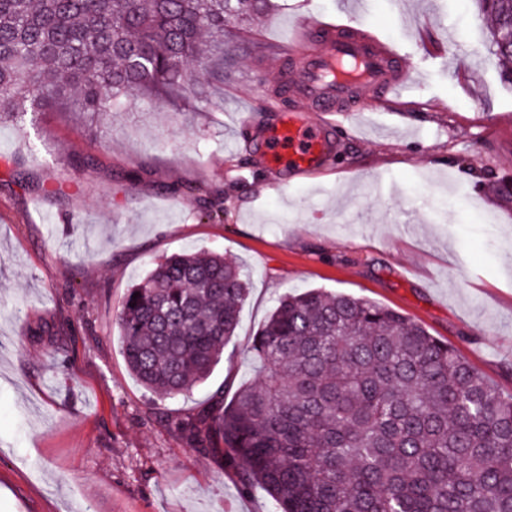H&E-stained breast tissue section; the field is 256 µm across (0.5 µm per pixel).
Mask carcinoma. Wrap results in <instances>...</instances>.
Listing matches in <instances>:
<instances>
[{
  "instance_id": "carcinoma-1",
  "label": "carcinoma",
  "mask_w": 512,
  "mask_h": 512,
  "mask_svg": "<svg viewBox=\"0 0 512 512\" xmlns=\"http://www.w3.org/2000/svg\"><path fill=\"white\" fill-rule=\"evenodd\" d=\"M512 87V0H473ZM271 0H0V122L109 115L136 99L210 105L226 23ZM512 205V180L490 186ZM245 275L218 253L156 262L117 325L127 367L159 400L205 382L235 336ZM262 383L209 394L175 423L275 512H512V396L397 310L323 288L282 297L256 333Z\"/></svg>"
}]
</instances>
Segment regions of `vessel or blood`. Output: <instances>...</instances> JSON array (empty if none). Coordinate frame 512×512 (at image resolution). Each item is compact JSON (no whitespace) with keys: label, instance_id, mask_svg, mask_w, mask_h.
Instances as JSON below:
<instances>
[{"label":"vessel or blood","instance_id":"1","mask_svg":"<svg viewBox=\"0 0 512 512\" xmlns=\"http://www.w3.org/2000/svg\"><path fill=\"white\" fill-rule=\"evenodd\" d=\"M278 52L295 74L289 89L311 112H377L387 99L415 88L401 50L350 25L301 21ZM331 148L322 128L292 114L268 142L271 161L297 171L317 167Z\"/></svg>","mask_w":512,"mask_h":512}]
</instances>
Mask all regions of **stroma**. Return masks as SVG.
Returning a JSON list of instances; mask_svg holds the SVG:
<instances>
[{
	"instance_id": "1",
	"label": "stroma",
	"mask_w": 512,
	"mask_h": 512,
	"mask_svg": "<svg viewBox=\"0 0 512 512\" xmlns=\"http://www.w3.org/2000/svg\"><path fill=\"white\" fill-rule=\"evenodd\" d=\"M346 0H277L208 111L172 100L92 123L30 112L0 123V512H272L264 489L180 441L210 391L259 378L249 348L278 300L325 288L398 310L512 394V87L489 59L473 0H367L371 32L405 45L410 95L351 121L310 112L334 141L322 166L270 167L263 141L296 110L276 44ZM486 64L471 73L452 39ZM258 119L241 126L239 112ZM221 190L224 212L202 216ZM205 249L250 294L224 359L190 393L154 401L129 372L115 319L160 257Z\"/></svg>"
}]
</instances>
